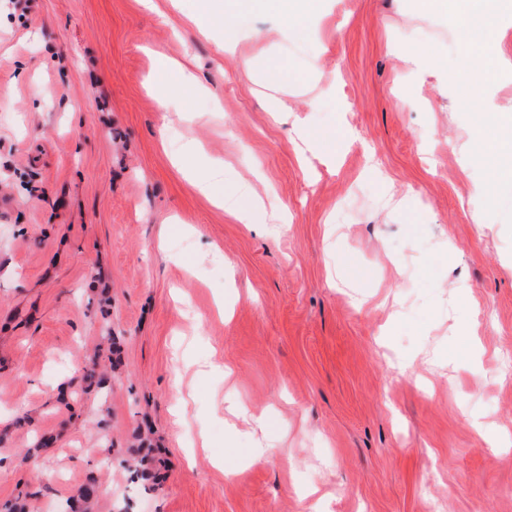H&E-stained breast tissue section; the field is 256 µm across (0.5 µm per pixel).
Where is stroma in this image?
Instances as JSON below:
<instances>
[{
	"label": "stroma",
	"instance_id": "1",
	"mask_svg": "<svg viewBox=\"0 0 512 512\" xmlns=\"http://www.w3.org/2000/svg\"><path fill=\"white\" fill-rule=\"evenodd\" d=\"M195 4L0 0V505L512 512V79L470 102L411 0L244 11L231 53Z\"/></svg>",
	"mask_w": 512,
	"mask_h": 512
}]
</instances>
